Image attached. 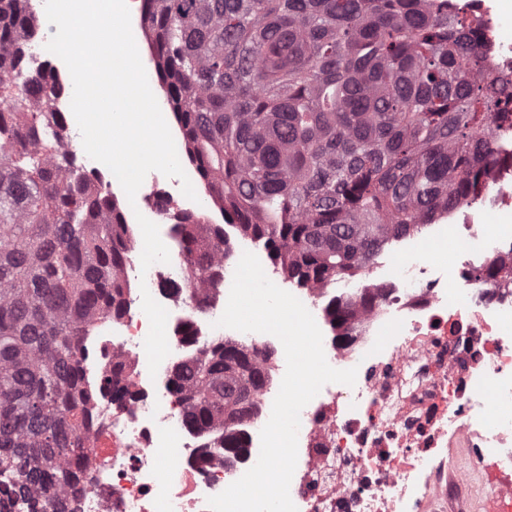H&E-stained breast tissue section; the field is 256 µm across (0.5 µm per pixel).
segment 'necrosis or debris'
<instances>
[{
    "label": "necrosis or debris",
    "mask_w": 512,
    "mask_h": 512,
    "mask_svg": "<svg viewBox=\"0 0 512 512\" xmlns=\"http://www.w3.org/2000/svg\"><path fill=\"white\" fill-rule=\"evenodd\" d=\"M53 87L51 109L68 117L73 83L55 56L37 41L21 56ZM195 212L181 181L150 172L139 189L138 210L172 236L162 201ZM472 257L457 271L464 288L452 291L431 263L407 258L399 274L372 282V308L359 310L346 339L324 338L330 366L356 369L354 386L325 385L300 413L298 459L290 497L298 512H419L421 498L447 494L434 461L440 449L471 451L488 477L512 473V287L476 280L498 257L512 260V232L470 227ZM236 269L221 261L196 298L185 292L178 260L141 266L133 245L124 275L145 282L169 312V355L149 373V332L141 293L128 294L122 314L97 323L84 341V371L95 381L123 361L132 392L126 401L99 396L87 433L89 461L80 491L63 496L66 512H210L209 497L224 491L260 452L262 417L279 391L265 386L256 401L260 421L244 423L245 450L224 458L215 432L187 428L183 405L168 387L170 367L189 354L223 342L224 312Z\"/></svg>",
    "instance_id": "4bbe7bcc"
}]
</instances>
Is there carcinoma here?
Masks as SVG:
<instances>
[{
	"label": "carcinoma",
	"mask_w": 512,
	"mask_h": 512,
	"mask_svg": "<svg viewBox=\"0 0 512 512\" xmlns=\"http://www.w3.org/2000/svg\"><path fill=\"white\" fill-rule=\"evenodd\" d=\"M166 101L224 222L303 287L364 275L375 253L474 205L512 140V74L495 73L482 23L450 0H142ZM30 0H0V469L53 512L75 485L100 393L131 396L121 368L89 385L82 349L122 311L129 237L110 195L81 188L58 153L47 79L15 64ZM176 224L189 286L202 288L227 232ZM346 326L350 304L327 309ZM267 373L238 343L176 365L187 425L257 414Z\"/></svg>",
	"instance_id": "obj_1"
}]
</instances>
